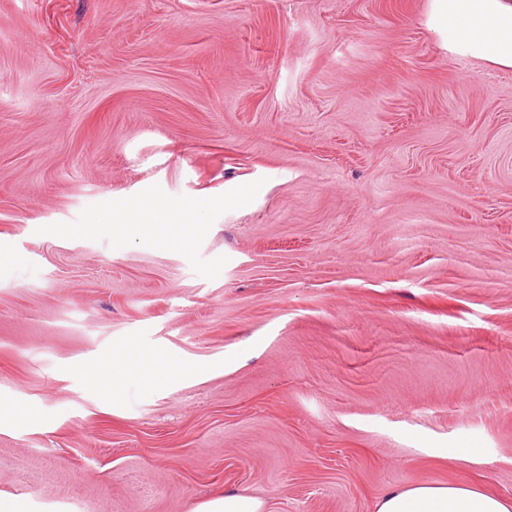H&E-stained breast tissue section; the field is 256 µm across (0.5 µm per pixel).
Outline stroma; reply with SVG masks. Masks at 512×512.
<instances>
[{
    "label": "stroma",
    "mask_w": 512,
    "mask_h": 512,
    "mask_svg": "<svg viewBox=\"0 0 512 512\" xmlns=\"http://www.w3.org/2000/svg\"><path fill=\"white\" fill-rule=\"evenodd\" d=\"M432 3L0 0V502L512 498V70ZM124 352L125 348L118 346L115 349H112V356L96 362L92 368V371L98 380L99 388H103L105 390L108 385L104 382V375L112 373V399L114 398V395L120 391L124 378L134 373V370L128 369L125 371L119 365L120 359L124 357Z\"/></svg>",
    "instance_id": "35a3bbf8"
}]
</instances>
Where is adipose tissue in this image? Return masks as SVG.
I'll use <instances>...</instances> for the list:
<instances>
[{
	"instance_id": "1",
	"label": "adipose tissue",
	"mask_w": 512,
	"mask_h": 512,
	"mask_svg": "<svg viewBox=\"0 0 512 512\" xmlns=\"http://www.w3.org/2000/svg\"><path fill=\"white\" fill-rule=\"evenodd\" d=\"M433 24L454 53L512 68V0H434ZM375 512H512V500L467 483L428 481L390 488Z\"/></svg>"
}]
</instances>
